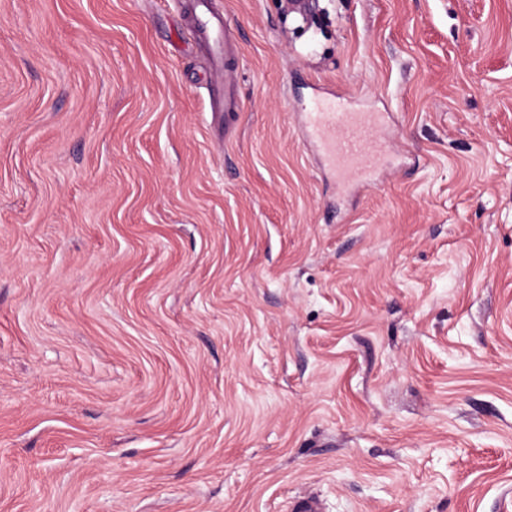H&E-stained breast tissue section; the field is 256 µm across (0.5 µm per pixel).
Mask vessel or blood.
<instances>
[{
	"mask_svg": "<svg viewBox=\"0 0 512 512\" xmlns=\"http://www.w3.org/2000/svg\"><path fill=\"white\" fill-rule=\"evenodd\" d=\"M197 23L209 33L210 55L222 65L235 55V37L227 22L212 13L207 0H199ZM383 116L372 112L320 110L309 113L307 130L320 159L345 188L366 185L372 175L386 166V146L377 131Z\"/></svg>",
	"mask_w": 512,
	"mask_h": 512,
	"instance_id": "obj_1",
	"label": "vessel or blood"
}]
</instances>
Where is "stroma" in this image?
<instances>
[{"label": "stroma", "mask_w": 512, "mask_h": 512, "mask_svg": "<svg viewBox=\"0 0 512 512\" xmlns=\"http://www.w3.org/2000/svg\"><path fill=\"white\" fill-rule=\"evenodd\" d=\"M195 3L0 0V512H512V0ZM207 1L199 0L196 4L199 8L197 24L209 32L210 55L215 63L214 73L219 77L225 59L235 55V37L227 22L210 11ZM307 115L308 133L339 186H364L386 166V146L377 135L382 113L353 112L343 104L340 112L318 110Z\"/></svg>", "instance_id": "stroma-1"}]
</instances>
